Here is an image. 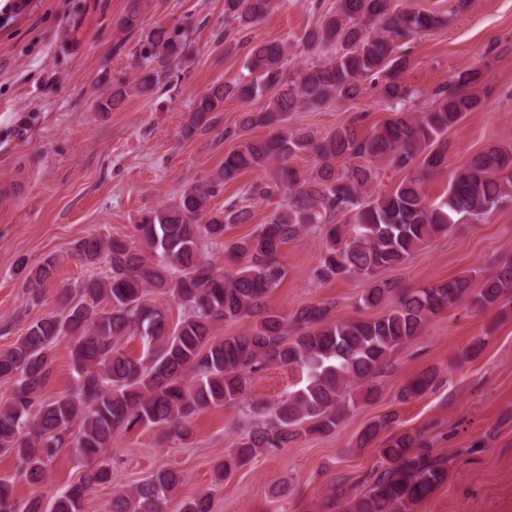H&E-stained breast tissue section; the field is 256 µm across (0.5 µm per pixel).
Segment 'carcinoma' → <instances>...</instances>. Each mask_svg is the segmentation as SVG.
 I'll return each instance as SVG.
<instances>
[{"label": "carcinoma", "mask_w": 512, "mask_h": 512, "mask_svg": "<svg viewBox=\"0 0 512 512\" xmlns=\"http://www.w3.org/2000/svg\"><path fill=\"white\" fill-rule=\"evenodd\" d=\"M274 0H224V15L243 26L267 14ZM391 0H338L336 14L323 36L338 45L336 55L308 68L298 80L282 83L283 53L265 45L251 54L256 80L216 84L196 99L185 133L211 128L209 114L224 100L250 99L264 88L284 85L267 109L252 120L276 127L262 140L242 139L224 155L214 180L190 184L175 204L141 217L138 230L146 247L137 248L104 235L80 239L73 256L106 271L62 295L63 311L33 322L11 348L0 353V379L14 381L11 398L0 405V452L21 461V476L39 484L47 463L60 451L94 463L82 480L48 505L35 499L26 512H82L85 491L112 481L100 460L112 437L136 428L156 426L163 437L186 440L188 423L210 408L246 402L251 376L270 365L298 367L304 386L275 405L248 404L251 423L234 453L217 467L222 480L258 451L288 447L300 429L331 433L348 407L345 389L351 381L383 369L392 354L419 335L433 315L464 301L480 310L512 297V265L483 278L473 292L463 275L419 288L398 291L385 314L368 320L325 324L327 311L307 306L292 315L264 307V299L286 276L279 260L284 243L302 231L325 235V250L314 280L361 275L369 288L361 297L366 308L378 305L392 287L375 280L384 268L403 264L432 238L448 232L456 217L479 220L501 202L512 186V148L493 144L474 155L433 207L423 201L426 180L447 163L448 129L473 111L480 100L468 94H440L434 111L412 117L403 111L407 90L396 81L406 55L401 39L427 32L440 23L435 14L415 9L394 11ZM190 48L189 34L177 27H159L141 51L148 74L135 86L140 92L168 79L171 62ZM377 81L392 117L370 131L353 121L320 139L282 127L288 113L334 97L355 98L361 79ZM313 160L301 171L289 164L296 154ZM278 163L277 186L289 198L274 218L248 236L224 246L228 260L241 263L237 272H219L204 256L203 243L224 241L229 224L250 218L244 208L219 212L208 203L219 187L246 170ZM409 169L410 175L388 195L364 200V187L378 166ZM348 216L332 224L334 215ZM55 269L47 260L29 273L28 284L41 288ZM165 294L184 308L182 319L169 328L164 311L149 303V294ZM253 317L251 329L215 340V325ZM143 332V353L132 356L120 341ZM71 338L75 387L52 398L43 390L52 376L51 349ZM196 374L192 380L187 375ZM428 369L400 389L404 401L416 398L435 383ZM395 421L390 415L368 425L356 445L363 448ZM381 465L370 474L364 491L353 496L348 512H410L448 479V460L434 452L419 432L392 433L380 449ZM177 472H155L143 485L112 496L110 512H165ZM350 492L347 478L336 479L327 502L336 508ZM182 512H211L207 495L181 504Z\"/></svg>", "instance_id": "obj_1"}]
</instances>
